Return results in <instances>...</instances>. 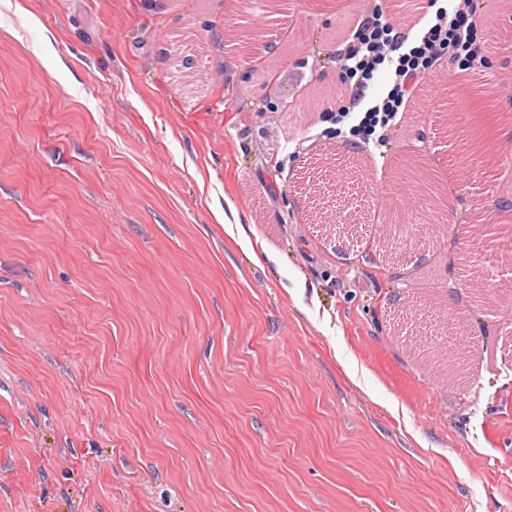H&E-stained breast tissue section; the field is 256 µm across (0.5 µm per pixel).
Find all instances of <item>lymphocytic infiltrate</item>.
<instances>
[{"label": "lymphocytic infiltrate", "mask_w": 512, "mask_h": 512, "mask_svg": "<svg viewBox=\"0 0 512 512\" xmlns=\"http://www.w3.org/2000/svg\"><path fill=\"white\" fill-rule=\"evenodd\" d=\"M479 6L480 0H459L455 10L440 7L433 17L409 23L377 8L358 21L343 49L346 80L335 91L341 104L332 114L351 143L386 146L399 112L414 104L437 60L473 65L482 46L474 20ZM383 74L390 77L389 89L373 95Z\"/></svg>", "instance_id": "f902f5d3"}]
</instances>
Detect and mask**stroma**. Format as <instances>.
I'll return each instance as SVG.
<instances>
[{
  "label": "stroma",
  "instance_id": "35a3bbf8",
  "mask_svg": "<svg viewBox=\"0 0 512 512\" xmlns=\"http://www.w3.org/2000/svg\"><path fill=\"white\" fill-rule=\"evenodd\" d=\"M280 2L247 59L245 0H0V512H512V274L486 287L471 226L512 141L475 178L460 139L462 95L512 102V12L483 0L485 65L439 62L380 152L299 106L361 15L426 0ZM184 24L189 88L157 55ZM415 162L461 201L411 260L315 228L311 174L324 223L347 192L371 232L429 223ZM228 212L234 217L235 222H230L227 211L224 209H214L212 211V219L215 224H224V232L231 237L236 245L243 251L250 253L255 258L266 253L264 241L254 233L253 238L240 232L239 224L241 222V214L236 202L231 199H225Z\"/></svg>",
  "mask_w": 512,
  "mask_h": 512
}]
</instances>
